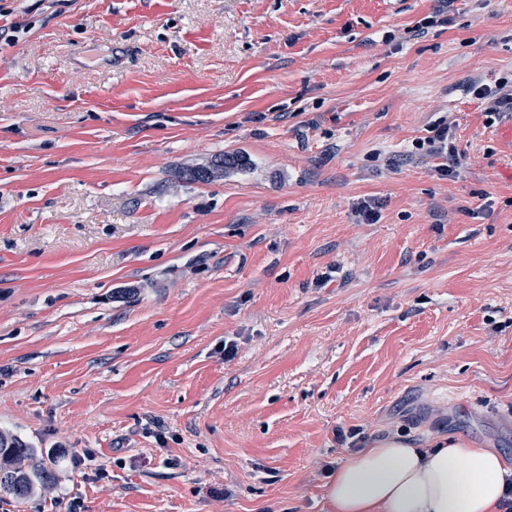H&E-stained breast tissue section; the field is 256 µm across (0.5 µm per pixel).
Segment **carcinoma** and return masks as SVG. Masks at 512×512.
<instances>
[{
  "label": "carcinoma",
  "mask_w": 512,
  "mask_h": 512,
  "mask_svg": "<svg viewBox=\"0 0 512 512\" xmlns=\"http://www.w3.org/2000/svg\"><path fill=\"white\" fill-rule=\"evenodd\" d=\"M249 165L243 155H228L213 166L190 167L181 177L190 182H208L217 172L243 170ZM55 480L53 467L47 465L39 449L19 436L0 431V496L25 500Z\"/></svg>",
  "instance_id": "obj_1"
}]
</instances>
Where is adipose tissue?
<instances>
[{
	"mask_svg": "<svg viewBox=\"0 0 512 512\" xmlns=\"http://www.w3.org/2000/svg\"><path fill=\"white\" fill-rule=\"evenodd\" d=\"M512 467L459 436L420 448L394 434L350 453L325 485L326 512H504Z\"/></svg>",
	"mask_w": 512,
	"mask_h": 512,
	"instance_id": "obj_1",
	"label": "adipose tissue"
}]
</instances>
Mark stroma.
<instances>
[{
    "label": "stroma",
    "mask_w": 512,
    "mask_h": 512,
    "mask_svg": "<svg viewBox=\"0 0 512 512\" xmlns=\"http://www.w3.org/2000/svg\"><path fill=\"white\" fill-rule=\"evenodd\" d=\"M438 5L0 0V430L56 474L0 512H325L395 433L512 464V120L465 92L512 0ZM429 132L432 136L426 138L422 143L416 141V150H422L424 144L428 147L424 154L441 158L445 162L438 166L441 176L460 177L467 168L466 153L458 145L451 125L445 122H438L431 127ZM249 165L248 159L243 155L223 156L213 166L190 167L181 171V177L190 182H208L216 172L223 173L225 169L243 170Z\"/></svg>",
    "instance_id": "stroma-1"
}]
</instances>
